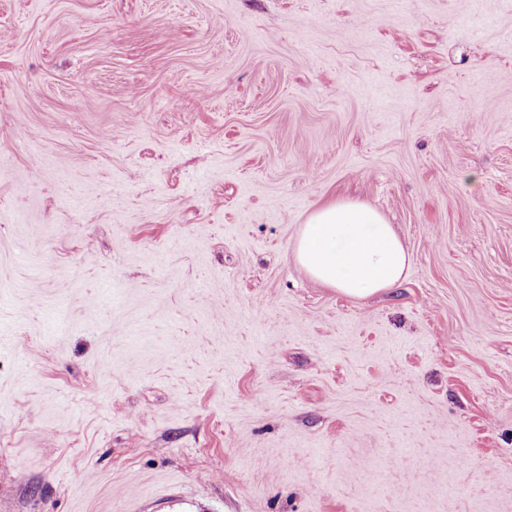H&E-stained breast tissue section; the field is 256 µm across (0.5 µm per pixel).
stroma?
Listing matches in <instances>:
<instances>
[{
  "label": "stroma",
  "instance_id": "35a3bbf8",
  "mask_svg": "<svg viewBox=\"0 0 512 512\" xmlns=\"http://www.w3.org/2000/svg\"><path fill=\"white\" fill-rule=\"evenodd\" d=\"M0 512H512V0H0ZM294 255L311 278L355 298L396 287L409 265L382 215L351 201L316 208L301 226Z\"/></svg>",
  "mask_w": 512,
  "mask_h": 512
}]
</instances>
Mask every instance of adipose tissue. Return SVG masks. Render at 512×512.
I'll list each match as a JSON object with an SVG mask.
<instances>
[{
	"instance_id": "obj_1",
	"label": "adipose tissue",
	"mask_w": 512,
	"mask_h": 512,
	"mask_svg": "<svg viewBox=\"0 0 512 512\" xmlns=\"http://www.w3.org/2000/svg\"><path fill=\"white\" fill-rule=\"evenodd\" d=\"M294 255L311 278L355 298L396 287L409 265L382 215L351 201L316 208L300 229Z\"/></svg>"
}]
</instances>
